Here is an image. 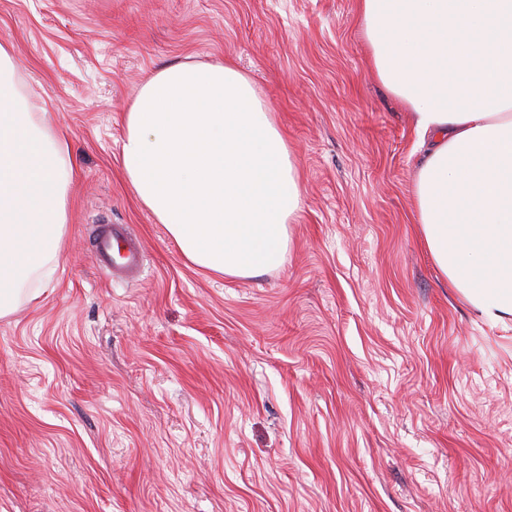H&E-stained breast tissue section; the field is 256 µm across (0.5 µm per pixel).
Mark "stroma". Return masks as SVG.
I'll return each instance as SVG.
<instances>
[{
  "label": "stroma",
  "mask_w": 512,
  "mask_h": 512,
  "mask_svg": "<svg viewBox=\"0 0 512 512\" xmlns=\"http://www.w3.org/2000/svg\"><path fill=\"white\" fill-rule=\"evenodd\" d=\"M2 39L75 174L56 271L0 320V512H512V323L420 242V136L358 0H0ZM178 61L274 109L304 190L276 269L188 264L124 179L127 107ZM102 223L136 279L99 267ZM92 247L100 265L112 276V281L133 280L139 276L145 252L124 224L101 227Z\"/></svg>",
  "instance_id": "stroma-1"
}]
</instances>
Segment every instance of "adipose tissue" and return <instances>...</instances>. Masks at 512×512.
I'll use <instances>...</instances> for the list:
<instances>
[{
	"label": "adipose tissue",
	"instance_id": "1",
	"mask_svg": "<svg viewBox=\"0 0 512 512\" xmlns=\"http://www.w3.org/2000/svg\"><path fill=\"white\" fill-rule=\"evenodd\" d=\"M378 80L414 115L423 245L457 294L512 322V0H359ZM121 164L183 257L254 277L283 265L303 207L296 158L237 68L174 62L140 86ZM73 177L66 131L33 111L0 42V319L57 267Z\"/></svg>",
	"mask_w": 512,
	"mask_h": 512
}]
</instances>
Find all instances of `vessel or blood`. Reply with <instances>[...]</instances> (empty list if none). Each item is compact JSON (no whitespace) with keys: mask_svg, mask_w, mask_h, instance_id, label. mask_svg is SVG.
I'll return each instance as SVG.
<instances>
[{"mask_svg":"<svg viewBox=\"0 0 512 512\" xmlns=\"http://www.w3.org/2000/svg\"><path fill=\"white\" fill-rule=\"evenodd\" d=\"M93 251L109 276L119 280H132L139 276L144 250L132 238L127 227L112 224L101 227L93 239Z\"/></svg>","mask_w":512,"mask_h":512,"instance_id":"b4317fda","label":"vessel or blood"}]
</instances>
